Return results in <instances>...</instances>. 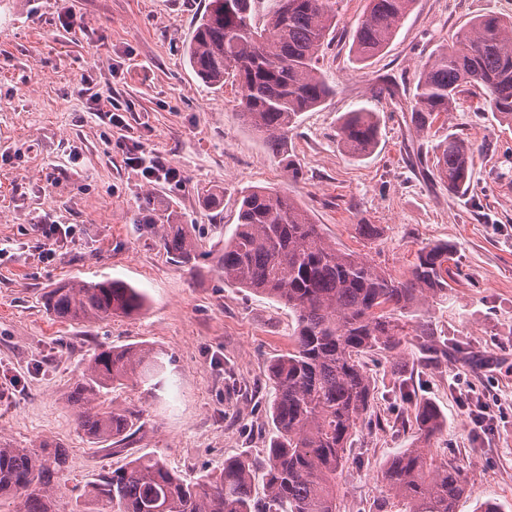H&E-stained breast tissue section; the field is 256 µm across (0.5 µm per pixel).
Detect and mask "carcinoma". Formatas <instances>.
<instances>
[{
	"label": "carcinoma",
	"instance_id": "obj_1",
	"mask_svg": "<svg viewBox=\"0 0 512 512\" xmlns=\"http://www.w3.org/2000/svg\"><path fill=\"white\" fill-rule=\"evenodd\" d=\"M415 0H369L352 42L365 63L382 52ZM337 0H274L257 24L252 0H211L187 46L194 72L207 84H237L238 118L272 153H285L288 133L302 113L325 104L333 86L320 57L339 23ZM482 91V107L512 121V17L474 18L455 40L441 46L416 70L410 121L428 132L451 111L461 88ZM378 122L365 107L346 113L338 142L352 156L376 145ZM433 177L457 193L472 176V148L448 134L432 147ZM161 244L185 265L201 244L184 224L161 225ZM446 244L425 245L404 275L394 277L354 252L336 247L288 192L244 190L237 226L213 262L224 282L270 296L296 318L291 348L269 365L273 395L269 413L276 435L265 448L263 496L253 492V465L224 460V468L195 481L171 472L155 456L142 455L120 470L99 474L70 512H337L336 475L357 424L371 409L374 391L363 362L375 351L407 354L408 337L419 336L418 361L448 357L437 347L427 319L430 303L448 297ZM145 295L117 280L69 281L44 294V304L65 321L108 320L139 311ZM146 348L95 352L69 397L78 425L98 441H123L139 417L93 406L105 390L145 382L163 370ZM417 438L386 464L381 481L404 512H456L467 475L446 459L427 457L422 445L444 427L435 406L415 407ZM68 450L42 440L16 448L0 439V500L10 512H55L51 490L67 464Z\"/></svg>",
	"mask_w": 512,
	"mask_h": 512
}]
</instances>
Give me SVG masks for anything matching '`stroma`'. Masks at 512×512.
Masks as SVG:
<instances>
[{"label": "stroma", "instance_id": "1", "mask_svg": "<svg viewBox=\"0 0 512 512\" xmlns=\"http://www.w3.org/2000/svg\"><path fill=\"white\" fill-rule=\"evenodd\" d=\"M210 2L0 0V437L67 448L58 512H70L98 473L141 455L189 480L225 458L260 456L275 435L267 367L287 351L295 318L275 299L225 284L207 252L234 233L241 189H285L337 247L393 276L420 247L451 250L448 298L429 315L453 358L397 378L389 354L367 357L374 402L336 478L340 512H399L381 472L413 443L419 402L446 421L430 454L467 474L457 512L490 497L511 507L512 416L494 418L486 436L463 400L512 399V124L479 111L478 88L465 86L447 121L431 129L473 145L471 182L453 194L417 159L424 139L410 102L417 65L475 17L512 16V0H416L389 46L363 64L351 45L368 0H339L321 61L335 92L288 136L295 179L237 117L235 85L207 87L188 64L187 43ZM70 12L79 25L66 31L60 19ZM95 92L111 97L120 122L92 112ZM361 107L376 112L378 139L354 158L336 131ZM137 149L179 168L182 185L147 184L127 161ZM210 192L223 194L220 208L207 206ZM44 214L76 229L58 238L51 261L34 229ZM164 224L188 225L201 241L194 266L163 250ZM360 224L375 225L377 239L359 236ZM107 277L140 288L145 309L76 322L46 310L49 288ZM110 346L148 347L165 363L151 381L99 397L98 406L141 414L139 433L122 444L88 440L68 402L91 355Z\"/></svg>", "mask_w": 512, "mask_h": 512}]
</instances>
